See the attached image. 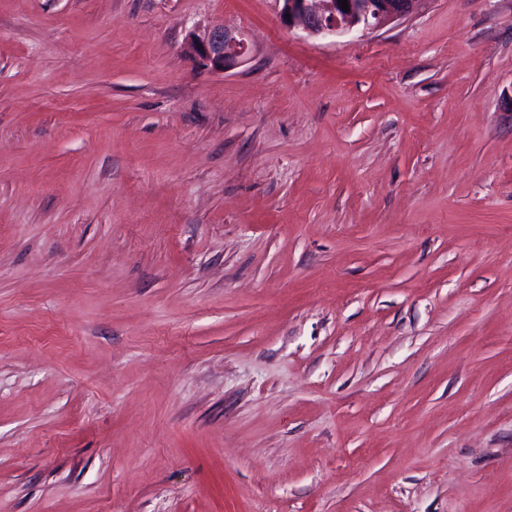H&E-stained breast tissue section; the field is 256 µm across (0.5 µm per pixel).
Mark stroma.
<instances>
[{
  "label": "stroma",
  "mask_w": 512,
  "mask_h": 512,
  "mask_svg": "<svg viewBox=\"0 0 512 512\" xmlns=\"http://www.w3.org/2000/svg\"><path fill=\"white\" fill-rule=\"evenodd\" d=\"M282 6L0 0V512H512V0ZM420 0H347L345 12L339 0H282V23L305 37H341L383 28L410 15ZM290 14V19L285 18ZM189 47L211 68L223 72L241 63L249 53V45L242 34L228 31L222 25L191 33Z\"/></svg>",
  "instance_id": "stroma-1"
}]
</instances>
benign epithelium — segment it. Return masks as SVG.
<instances>
[{
	"label": "benign epithelium",
	"instance_id": "7a95c632",
	"mask_svg": "<svg viewBox=\"0 0 512 512\" xmlns=\"http://www.w3.org/2000/svg\"><path fill=\"white\" fill-rule=\"evenodd\" d=\"M282 23L309 38L341 37L355 31H375L410 15L419 0H347L345 12L339 0H282ZM290 18H285V15ZM192 53L210 65L225 71L241 63L249 53L246 39L215 25L189 37Z\"/></svg>",
	"mask_w": 512,
	"mask_h": 512
}]
</instances>
